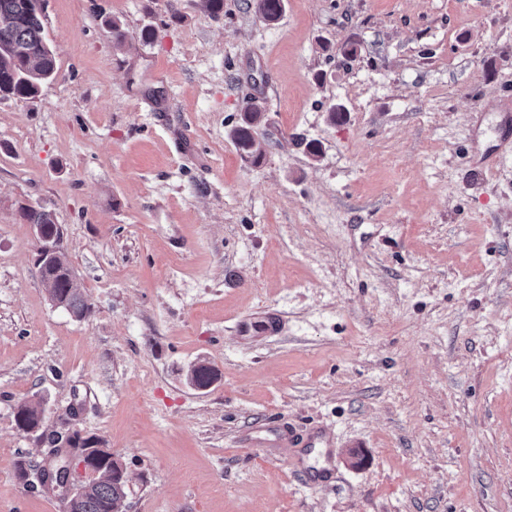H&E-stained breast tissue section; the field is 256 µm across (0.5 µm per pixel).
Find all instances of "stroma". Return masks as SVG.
<instances>
[{"label":"stroma","instance_id":"1","mask_svg":"<svg viewBox=\"0 0 512 512\" xmlns=\"http://www.w3.org/2000/svg\"><path fill=\"white\" fill-rule=\"evenodd\" d=\"M43 25L56 76L0 98V512H64L16 468L73 431L124 465L123 512H512V0H285L273 25L253 0H45ZM258 86L253 165L231 131ZM273 418L333 445L251 446ZM20 214L25 223L40 226L44 236L60 235L61 228L55 224L52 214L44 208L23 206ZM35 233L39 243L35 258L38 269L39 266L44 269L55 260L53 265L43 272V277L51 282L48 285L51 295L58 298L61 304L59 307L64 308L77 318L84 317L89 310L87 299L78 288H71V282L74 286L76 283L74 276L71 277V281L69 279V276L73 274V269L64 253L59 256L62 252L60 246L62 233L55 239H45L39 227H35Z\"/></svg>","mask_w":512,"mask_h":512}]
</instances>
